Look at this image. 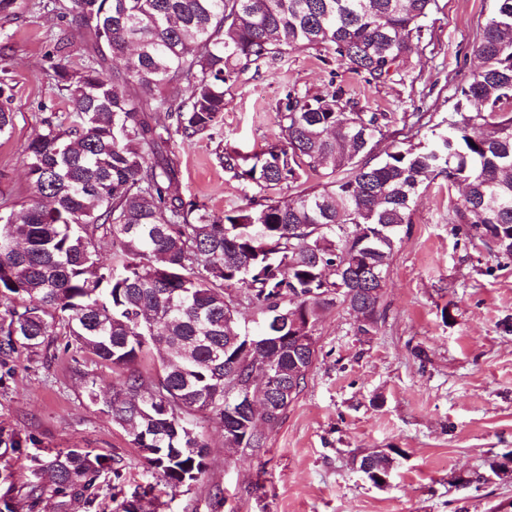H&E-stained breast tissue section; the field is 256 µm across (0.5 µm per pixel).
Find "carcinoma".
Listing matches in <instances>:
<instances>
[{
	"label": "carcinoma",
	"instance_id": "1",
	"mask_svg": "<svg viewBox=\"0 0 512 512\" xmlns=\"http://www.w3.org/2000/svg\"><path fill=\"white\" fill-rule=\"evenodd\" d=\"M433 2L39 0L75 15L90 50L75 69L70 35L53 40L46 61L72 109L44 118L25 147L36 198L0 200V385L15 355L49 352L61 326L64 351L124 373L118 387L91 378L87 398L103 403L174 494L206 470L208 443L192 412L213 413L231 446L263 447L256 422L277 425L290 403L247 414L235 402L290 376L303 390L317 347L299 351L289 337L314 327L331 296L360 314V335L385 319L377 290L425 180L464 185L452 221L511 257L512 0H496L480 27V65L431 146L380 157L376 138L407 117L354 111L336 91L289 94L276 113L281 143L220 156L262 202L215 219L182 197L169 144L216 129L224 87L240 74L293 49L323 48L379 79L421 41ZM117 60L123 67L108 68ZM315 176L324 182L308 185ZM284 185L301 190L286 203L269 196ZM100 235L123 244L108 263L98 258ZM241 292L260 319L248 339ZM152 349L161 373L146 391L135 364ZM37 447L36 435L0 426V512H41L46 499L58 512L76 500L101 512L104 487L123 480L112 457L63 448L26 456L31 478L15 484L10 460ZM399 455L381 452L372 467L389 476ZM152 491L133 492L119 512H156Z\"/></svg>",
	"mask_w": 512,
	"mask_h": 512
}]
</instances>
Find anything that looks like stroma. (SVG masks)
<instances>
[{
  "label": "stroma",
  "instance_id": "obj_1",
  "mask_svg": "<svg viewBox=\"0 0 512 512\" xmlns=\"http://www.w3.org/2000/svg\"><path fill=\"white\" fill-rule=\"evenodd\" d=\"M0 18V46L9 56L15 128L0 139V195L19 204L31 191L28 141L42 118L65 112L45 55L68 30V61L78 66L86 37L74 16L29 8ZM495 0H435L421 43L399 68L367 80L325 50L299 49L242 75L225 88L219 135L171 148L185 200L212 216L249 203L257 190L225 173L224 149L244 155L279 143L276 112L286 94L342 92L363 112H425L428 127L414 143L430 144L448 119L478 61L475 37ZM460 187L437 177L423 185L413 224L402 234L382 290L386 318L368 336L341 304L320 309L313 336L318 354L306 385L282 421L261 426L260 448H231L209 412L193 423L208 443L207 469L161 512H490L512 499V473L491 474L490 462L512 458V259L495 257L452 224ZM51 366L21 353L0 385V425L36 434L42 452L83 448L114 458L125 492L152 481L123 428L90 403L84 373L117 386L121 372L65 351ZM401 449L389 482L376 487L356 457ZM476 473L485 483L464 486Z\"/></svg>",
  "mask_w": 512,
  "mask_h": 512
}]
</instances>
